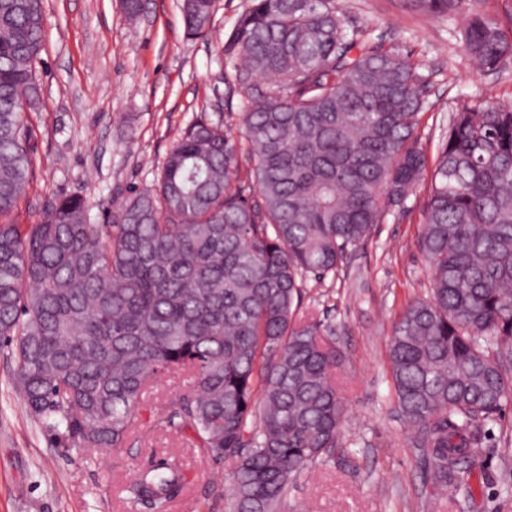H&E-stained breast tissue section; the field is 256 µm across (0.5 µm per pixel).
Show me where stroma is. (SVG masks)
I'll return each mask as SVG.
<instances>
[{
  "label": "stroma",
  "mask_w": 512,
  "mask_h": 512,
  "mask_svg": "<svg viewBox=\"0 0 512 512\" xmlns=\"http://www.w3.org/2000/svg\"><path fill=\"white\" fill-rule=\"evenodd\" d=\"M248 0H216L205 37L186 36L180 0H143L128 20L121 0H44L46 50L38 66L42 106L31 113L32 181L13 214L37 223L53 196L87 199L92 221L135 188L152 185L173 142L199 118L238 124L228 97L233 63L224 43ZM349 28L368 45L399 51L428 81L431 105L422 146L434 155L451 113L486 90L512 100V58L494 74L476 71L458 32L462 17H428L407 0H336ZM419 186L403 208L373 227L336 277L310 286L302 311L333 329L344 356L336 377L347 406L342 450L312 464L290 485L280 512H512V403L500 419L475 427L481 453L468 467L467 491H439L426 473L430 449L412 447L395 409L388 361L391 326L405 304L429 293L417 246ZM16 369L0 343V512H130L122 488L138 472L175 456L187 483L167 512H224L210 494L230 481L233 460L213 462L193 434L156 424L159 407L193 389L184 372L159 375L143 395L127 443L99 455L50 434L11 391Z\"/></svg>",
  "instance_id": "obj_1"
}]
</instances>
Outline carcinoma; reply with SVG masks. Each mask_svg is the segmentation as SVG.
Wrapping results in <instances>:
<instances>
[{
	"instance_id": "cac0c4a2",
	"label": "carcinoma",
	"mask_w": 512,
	"mask_h": 512,
	"mask_svg": "<svg viewBox=\"0 0 512 512\" xmlns=\"http://www.w3.org/2000/svg\"><path fill=\"white\" fill-rule=\"evenodd\" d=\"M43 2L0 0V340L17 362L13 393L74 447L106 451L126 441L157 374L186 370L192 392L158 426L191 430L214 461L237 460L229 487L212 483L226 512H277L346 422L334 383L343 356L299 314L304 290L424 180L423 76L360 40L336 0H250L224 43L240 125L195 121L157 185L102 224L80 196L16 224L34 167ZM414 3L466 18L459 34L480 70L512 57V31L481 0ZM213 8L181 0L187 36L208 33ZM422 216L431 294L403 308L388 358L411 444L431 449L429 479L446 488L448 463L480 452L471 427L512 402V103L453 112ZM184 483L167 458L125 492L164 512Z\"/></svg>"
}]
</instances>
